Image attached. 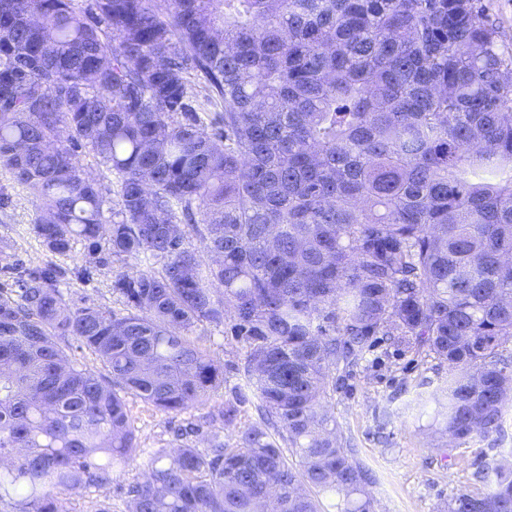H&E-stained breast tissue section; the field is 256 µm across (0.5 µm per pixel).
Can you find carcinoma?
<instances>
[{"label":"carcinoma","instance_id":"1","mask_svg":"<svg viewBox=\"0 0 512 512\" xmlns=\"http://www.w3.org/2000/svg\"><path fill=\"white\" fill-rule=\"evenodd\" d=\"M192 72L220 111H197ZM83 147L118 176L110 220ZM0 166L39 202L50 253L162 262L113 276L120 316L71 306L54 263L0 290V503L16 512H59L58 493L144 454L125 512H321L308 488L373 512L327 398L382 337L448 363L437 433L500 429L512 49L481 0H0ZM203 323L244 344L259 421L224 443L239 390L173 449L138 447L128 396L181 413L224 386ZM492 472L445 512H512V466Z\"/></svg>","mask_w":512,"mask_h":512}]
</instances>
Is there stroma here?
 <instances>
[{
	"instance_id": "obj_1",
	"label": "stroma",
	"mask_w": 512,
	"mask_h": 512,
	"mask_svg": "<svg viewBox=\"0 0 512 512\" xmlns=\"http://www.w3.org/2000/svg\"><path fill=\"white\" fill-rule=\"evenodd\" d=\"M37 214L34 196L0 167V285L13 283L18 268L55 260L67 271L61 288L72 305L125 313L124 304L112 293V278L124 269V262L107 254L101 263L91 264L80 246L71 257L54 258L30 231ZM195 333L201 346L223 365L224 388L180 414L130 398L139 447L173 446L175 431L232 398L241 381L246 362L241 344L207 324ZM447 377V364L426 351L381 342L351 369L343 388L332 394L329 404L341 438L355 448L358 462L369 474L374 512H437L440 503L455 493L484 490V483L474 478L477 470L500 460L512 461V408L505 413L501 431L473 436L444 455L436 450L430 430L431 396ZM146 462V457H138L126 474L114 476L105 487L80 496L61 493L62 512H94L103 499L111 502L112 512H123L127 486L142 476Z\"/></svg>"
}]
</instances>
